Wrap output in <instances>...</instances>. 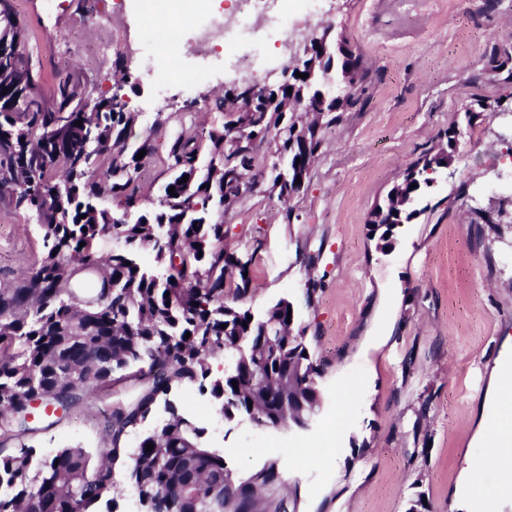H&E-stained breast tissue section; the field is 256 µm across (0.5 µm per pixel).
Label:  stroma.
Here are the masks:
<instances>
[{
    "label": "stroma",
    "mask_w": 512,
    "mask_h": 512,
    "mask_svg": "<svg viewBox=\"0 0 512 512\" xmlns=\"http://www.w3.org/2000/svg\"><path fill=\"white\" fill-rule=\"evenodd\" d=\"M11 4L27 23L45 99L67 78L97 96L109 92L113 74H127L139 129L156 147L140 172L144 194L156 196L168 177L167 140L184 105L197 128L220 124L215 101L228 71H213L202 96L179 82L161 93L131 52L96 63L94 41L112 34L100 0ZM325 11L372 70L366 104L327 133L298 198L285 203L256 191L224 219L227 240L251 262L246 307L260 314L282 298L295 304L323 369L319 412L309 429H275L224 421L195 388L173 401L233 472L278 457L281 492L296 512H408L420 493L429 512H449L461 454H470L475 471L484 468L483 448L470 442L471 414L499 344L512 336V196L479 189L512 180L498 164L512 150V83L484 71L493 45H512V0H326ZM480 100L488 107L473 127L479 146L462 140L451 166L425 189L421 214L380 248L370 212L409 165L436 150L440 132L465 126L467 108ZM479 209L492 223H475ZM44 251L41 224L0 196V285ZM311 277L322 289L310 300ZM102 428L99 413L79 405L10 445L32 447L39 458L72 446L94 455Z\"/></svg>",
    "instance_id": "1"
}]
</instances>
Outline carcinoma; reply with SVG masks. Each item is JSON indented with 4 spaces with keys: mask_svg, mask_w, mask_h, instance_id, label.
Instances as JSON below:
<instances>
[{
    "mask_svg": "<svg viewBox=\"0 0 512 512\" xmlns=\"http://www.w3.org/2000/svg\"><path fill=\"white\" fill-rule=\"evenodd\" d=\"M309 41L299 69L307 78L261 89L243 108L225 99L222 123L207 137L185 130L173 137L170 176L148 199L138 174L154 145L151 134L137 133L127 75L91 111L90 93L72 80L59 83L47 105L31 56L13 54L26 43L25 25L10 0H0V195L33 214L50 242L22 280L0 286V441L36 431L27 420L33 399L67 411L102 403L119 372L142 381L128 405L99 409L107 425L93 467L81 448L39 461L24 445L0 448V512H93L117 489L119 463L143 512H288L274 497L283 483L278 459L238 476L170 403L169 417L141 437L128 462L120 442L171 390L205 389L210 361L224 354V377L211 383L224 420L251 414L258 426L296 427L299 414L320 409L322 367L307 354L294 303L282 298L257 317L241 307L253 292L251 261L224 235V216L242 196L263 187L285 202L299 196L326 129L366 102L371 69L363 57L337 45L329 26ZM511 61L512 49L495 47L488 72L496 77ZM235 128L253 137L237 140ZM444 137L447 148L419 157L369 224L389 230L417 216L414 205L433 182L438 157L452 159L460 144L453 127ZM264 144L270 164L259 154ZM106 154L112 161L104 170ZM107 235L121 247L104 259L94 243ZM145 248L160 267L142 264Z\"/></svg>",
    "mask_w": 512,
    "mask_h": 512,
    "instance_id": "cac0c4a2",
    "label": "carcinoma"
}]
</instances>
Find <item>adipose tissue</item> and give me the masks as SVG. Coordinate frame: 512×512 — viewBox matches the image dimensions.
Returning a JSON list of instances; mask_svg holds the SVG:
<instances>
[{
  "label": "adipose tissue",
  "mask_w": 512,
  "mask_h": 512,
  "mask_svg": "<svg viewBox=\"0 0 512 512\" xmlns=\"http://www.w3.org/2000/svg\"><path fill=\"white\" fill-rule=\"evenodd\" d=\"M507 369L503 362L494 371L474 432L475 440L482 443L491 462L486 478L498 493L490 496L477 490L456 494L453 505L460 512H498L500 497L512 494V435L502 432L497 425L502 410L512 407V384L506 380Z\"/></svg>",
  "instance_id": "ef3b65f1"
}]
</instances>
